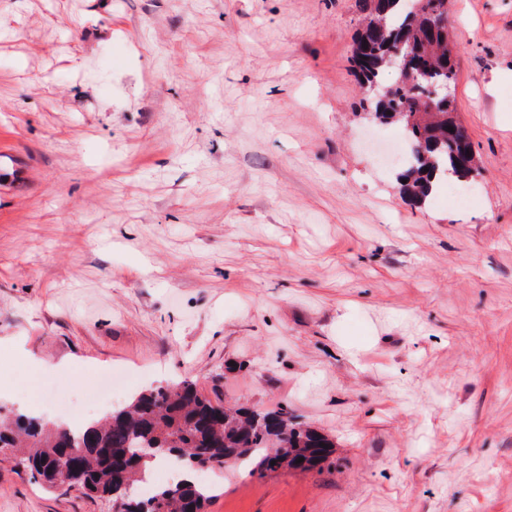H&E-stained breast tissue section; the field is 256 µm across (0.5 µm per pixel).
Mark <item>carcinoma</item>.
I'll list each match as a JSON object with an SVG mask.
<instances>
[{
    "label": "carcinoma",
    "instance_id": "obj_1",
    "mask_svg": "<svg viewBox=\"0 0 512 512\" xmlns=\"http://www.w3.org/2000/svg\"><path fill=\"white\" fill-rule=\"evenodd\" d=\"M362 0L366 27L359 31L360 59L350 58L360 86L378 84L386 57L401 48L405 68L386 99H369L374 118L404 131L409 154L397 175L401 191L420 204L433 182L465 179L476 170L444 128L456 123V101H430L428 88L456 83L457 46L448 36V0ZM333 443L296 421L286 407H229L204 395L191 380L150 388L102 418L71 426L10 412L0 420V452L21 462L48 486L72 488L106 500L117 512H205L213 487L199 472L245 466L260 476L279 470L309 471L326 461ZM175 462L179 479L146 499L127 493L146 478L144 465Z\"/></svg>",
    "mask_w": 512,
    "mask_h": 512
}]
</instances>
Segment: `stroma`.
<instances>
[{
  "instance_id": "35a3bbf8",
  "label": "stroma",
  "mask_w": 512,
  "mask_h": 512,
  "mask_svg": "<svg viewBox=\"0 0 512 512\" xmlns=\"http://www.w3.org/2000/svg\"><path fill=\"white\" fill-rule=\"evenodd\" d=\"M361 0H0V406L185 379L321 469L205 512H512V0H448L480 161L425 204L350 70ZM128 382L111 400L98 384ZM0 512H110L0 460Z\"/></svg>"
}]
</instances>
